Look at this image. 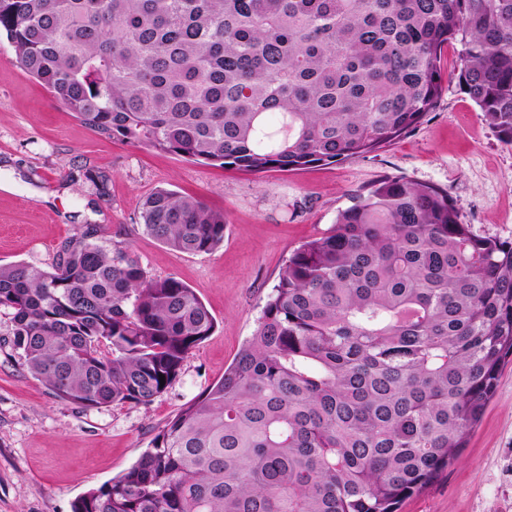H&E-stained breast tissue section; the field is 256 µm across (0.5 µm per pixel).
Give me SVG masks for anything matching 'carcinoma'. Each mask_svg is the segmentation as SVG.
<instances>
[{
	"label": "carcinoma",
	"instance_id": "carcinoma-1",
	"mask_svg": "<svg viewBox=\"0 0 512 512\" xmlns=\"http://www.w3.org/2000/svg\"><path fill=\"white\" fill-rule=\"evenodd\" d=\"M97 134L257 174L365 157L455 78L512 146V0H0V37ZM144 232L211 253L224 212L158 189ZM22 365L83 408L149 404L215 329L89 228L0 266ZM512 358V243L379 180L288 257L224 376L72 512H397L455 462ZM165 384H160V376Z\"/></svg>",
	"mask_w": 512,
	"mask_h": 512
}]
</instances>
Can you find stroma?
Wrapping results in <instances>:
<instances>
[{"instance_id": "stroma-1", "label": "stroma", "mask_w": 512, "mask_h": 512, "mask_svg": "<svg viewBox=\"0 0 512 512\" xmlns=\"http://www.w3.org/2000/svg\"><path fill=\"white\" fill-rule=\"evenodd\" d=\"M458 44L442 51L446 88L411 132L364 157L250 174L98 135L19 66L0 39V265L48 268L61 244L94 228L106 247L131 245L153 277L194 288L216 320L177 380L150 404L81 408L21 364L0 310V512H71L73 502L130 468L190 401L218 381L255 330L291 252L386 176L448 194L478 237L512 241V146L501 143L453 79ZM108 178L98 189L94 175ZM191 195L223 211V244L175 252L145 234L153 191ZM399 512H512V362L460 459Z\"/></svg>"}]
</instances>
